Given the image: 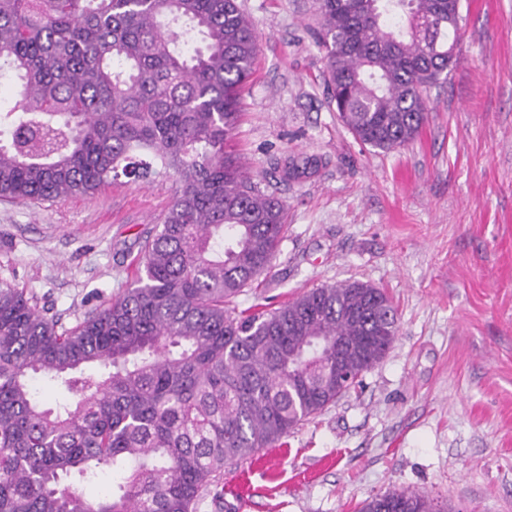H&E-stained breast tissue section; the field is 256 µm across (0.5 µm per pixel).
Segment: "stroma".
Wrapping results in <instances>:
<instances>
[{"label": "stroma", "mask_w": 512, "mask_h": 512, "mask_svg": "<svg viewBox=\"0 0 512 512\" xmlns=\"http://www.w3.org/2000/svg\"><path fill=\"white\" fill-rule=\"evenodd\" d=\"M239 2L259 55L231 148L287 223L235 304L361 281L392 299L398 335L284 445L228 464L223 495L196 512H359L393 489L445 512H512V0H461L459 59L415 140L387 153L355 141L329 102L315 0ZM174 189L159 175L0 201V285L75 326L131 288Z\"/></svg>", "instance_id": "obj_1"}]
</instances>
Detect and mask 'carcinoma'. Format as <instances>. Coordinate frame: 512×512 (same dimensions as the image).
Here are the masks:
<instances>
[{
	"mask_svg": "<svg viewBox=\"0 0 512 512\" xmlns=\"http://www.w3.org/2000/svg\"><path fill=\"white\" fill-rule=\"evenodd\" d=\"M459 0H317L339 120L382 152L412 142L457 58ZM258 40L237 0H0V201L178 187L133 286L63 329L0 286V512H194L224 465L282 443L394 343L386 294L353 281L270 309L233 299L268 271L287 213L228 151ZM59 382L48 404L32 383ZM110 468L95 498L79 484ZM360 512H436L392 490Z\"/></svg>",
	"mask_w": 512,
	"mask_h": 512,
	"instance_id": "obj_1",
	"label": "carcinoma"
}]
</instances>
